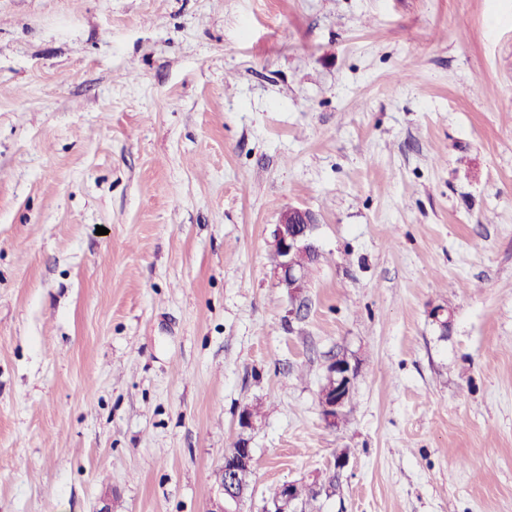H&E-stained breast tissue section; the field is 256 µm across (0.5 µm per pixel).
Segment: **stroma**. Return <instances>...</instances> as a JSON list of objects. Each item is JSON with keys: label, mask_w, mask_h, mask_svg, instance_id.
<instances>
[{"label": "stroma", "mask_w": 512, "mask_h": 512, "mask_svg": "<svg viewBox=\"0 0 512 512\" xmlns=\"http://www.w3.org/2000/svg\"><path fill=\"white\" fill-rule=\"evenodd\" d=\"M242 436L240 512H512V0H0V512H209ZM318 221L307 208L288 207L280 214L272 233V249L278 262L274 267L277 286L288 297L298 298L307 288V263H317L320 250L316 239ZM356 369L348 359L336 357L326 367L318 392V402L326 426L336 428L343 419L353 394ZM297 483L288 482L279 485L277 495L267 500L263 512H297L299 498L297 495Z\"/></svg>", "instance_id": "35a3bbf8"}]
</instances>
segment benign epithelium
Wrapping results in <instances>:
<instances>
[{
  "label": "benign epithelium",
  "mask_w": 512,
  "mask_h": 512,
  "mask_svg": "<svg viewBox=\"0 0 512 512\" xmlns=\"http://www.w3.org/2000/svg\"><path fill=\"white\" fill-rule=\"evenodd\" d=\"M318 221L307 208L290 207L280 214L272 233V249L278 262L274 267L277 286L288 297L298 298L307 288L308 264L317 263L320 250L316 239ZM356 369L348 359L336 357L326 367L318 392V402L326 426L339 425L353 394ZM254 464L253 449L242 441L224 454L217 482V496L209 512H239L243 491L237 486L236 475L240 468ZM299 498L297 484L283 483L277 487V495L267 502L263 512H297Z\"/></svg>",
  "instance_id": "benign-epithelium-1"
}]
</instances>
